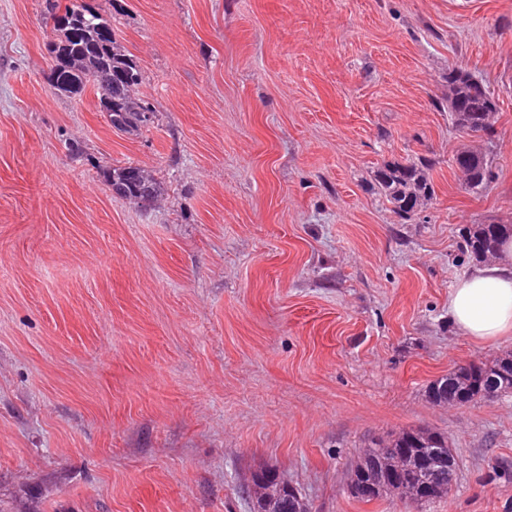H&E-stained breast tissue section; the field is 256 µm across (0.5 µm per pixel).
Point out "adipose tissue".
<instances>
[{"label":"adipose tissue","instance_id":"1","mask_svg":"<svg viewBox=\"0 0 512 512\" xmlns=\"http://www.w3.org/2000/svg\"><path fill=\"white\" fill-rule=\"evenodd\" d=\"M448 320L477 340L512 333V242L501 246L495 263L477 267L453 288Z\"/></svg>","mask_w":512,"mask_h":512}]
</instances>
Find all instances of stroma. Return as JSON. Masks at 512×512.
<instances>
[{
	"label": "stroma",
	"instance_id": "35a3bbf8",
	"mask_svg": "<svg viewBox=\"0 0 512 512\" xmlns=\"http://www.w3.org/2000/svg\"><path fill=\"white\" fill-rule=\"evenodd\" d=\"M90 2L139 66L137 131L53 89L49 0H0V512H252L264 469L311 512H512V395L426 397L512 352L448 322L464 229L512 224V0ZM454 66L491 138L442 109ZM418 156L436 194L404 220L375 174ZM129 164L154 207L105 182ZM417 427L452 444L449 495L351 497L360 448ZM447 109L452 123L463 133L470 129L480 133L478 137L490 136L492 118L497 112V103L482 81L467 69L457 66L448 70ZM454 162L463 175L466 187L471 191L483 189L493 178L491 163L482 152L462 151L456 154ZM106 181L116 195L134 201L141 207H151L163 192L159 182L149 171L134 165L110 167Z\"/></svg>",
	"mask_w": 512,
	"mask_h": 512
}]
</instances>
